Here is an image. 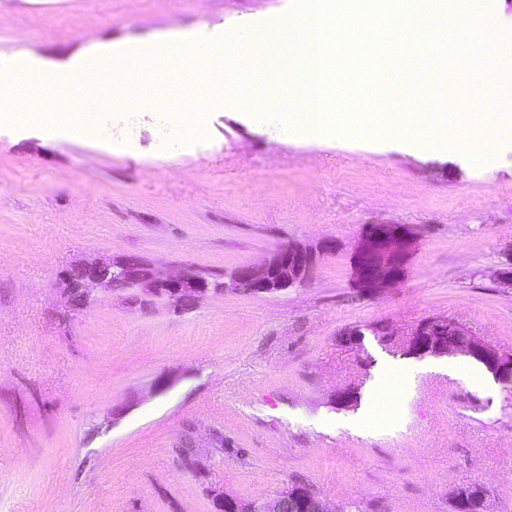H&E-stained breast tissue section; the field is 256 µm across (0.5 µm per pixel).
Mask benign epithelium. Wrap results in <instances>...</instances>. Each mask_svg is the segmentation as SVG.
Returning a JSON list of instances; mask_svg holds the SVG:
<instances>
[{
    "label": "benign epithelium",
    "mask_w": 512,
    "mask_h": 512,
    "mask_svg": "<svg viewBox=\"0 0 512 512\" xmlns=\"http://www.w3.org/2000/svg\"><path fill=\"white\" fill-rule=\"evenodd\" d=\"M411 231L398 224H373L357 246L361 263L357 277L366 289L377 290L400 280L405 274L406 250ZM334 249L332 242L312 249L290 244L271 251L257 266H244L220 281L199 271L186 269L178 274L163 275L147 260L126 255L109 262H79L72 265L61 279L62 294L69 305L88 298L98 287L113 288L116 279L139 292L148 303L165 299L178 305H193L208 295L226 290L245 291L259 295L276 293L301 286L310 281L321 255ZM409 354L443 356L461 354L482 363L498 379H512V352L492 346L461 328L451 319L431 318L421 322L402 343ZM214 497L219 512H343L332 508L309 487H288L276 499L254 502L242 509L236 499L218 492ZM450 512L469 509L468 496L459 487L449 495Z\"/></svg>",
    "instance_id": "obj_1"
}]
</instances>
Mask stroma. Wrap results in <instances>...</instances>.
<instances>
[{
	"mask_svg": "<svg viewBox=\"0 0 512 512\" xmlns=\"http://www.w3.org/2000/svg\"><path fill=\"white\" fill-rule=\"evenodd\" d=\"M292 2L0 0V54L61 62L98 40L220 25L241 59L254 22L289 23ZM466 2L512 83V0ZM159 89L170 115L97 87L89 140L0 134V512H216L212 491L249 504L296 481L360 512H449L455 486L480 484L492 512H512V382L479 363L480 383L455 379L399 346L447 317L512 350V288L496 276L512 262V115L493 152L466 157L296 140L228 110L186 149L172 116L187 85L169 73ZM373 224L413 238L403 279L368 291L356 248ZM327 240L307 284L271 294L178 307L101 288L73 312L59 292L82 261L221 276ZM355 327L357 345L343 338Z\"/></svg>",
	"mask_w": 512,
	"mask_h": 512,
	"instance_id": "1",
	"label": "stroma"
}]
</instances>
